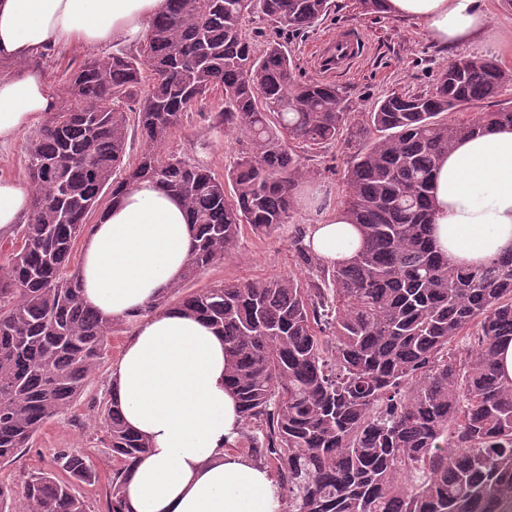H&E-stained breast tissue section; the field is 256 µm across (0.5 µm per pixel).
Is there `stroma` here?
<instances>
[{
    "instance_id": "35a3bbf8",
    "label": "stroma",
    "mask_w": 512,
    "mask_h": 512,
    "mask_svg": "<svg viewBox=\"0 0 512 512\" xmlns=\"http://www.w3.org/2000/svg\"><path fill=\"white\" fill-rule=\"evenodd\" d=\"M490 18L489 36L483 43L444 48L431 43L421 24L396 19L387 14L366 15L357 0H330V10L313 28L288 32L275 27L262 15H253L245 26L254 43L269 39L280 41L291 50L297 64L296 74L314 78L311 48L324 35L356 29L366 42L358 69L337 78L336 84L350 111L365 112L391 90L426 92L448 62L471 56L492 57L512 73V0H485ZM92 51L74 48L54 51L37 61L44 71L48 96L53 106H61V86L67 71L81 65ZM221 91L210 92L205 100L185 113L181 125L167 139L163 152L191 163H199L216 176H224L236 158L235 145L224 133ZM305 164L313 184L321 193L323 209H299L294 224L268 234L244 228L232 256L214 264L199 277L187 282L184 293L224 283H237L256 277H274L299 271L300 264L292 244L296 229H307L324 216L335 212L345 189L348 169L346 148L333 145L308 154ZM136 319L117 320L108 338V350L97 374L89 381L71 409L47 423L34 435L29 448L11 461L0 463V481L21 483L24 476L46 469L53 452L71 448L81 451L93 462L95 476L79 485L80 494L92 512H107L106 490L114 463L104 443L103 424L92 423L111 395L110 376L123 346L132 336Z\"/></svg>"
}]
</instances>
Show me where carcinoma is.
<instances>
[{
  "instance_id": "cac0c4a2",
  "label": "carcinoma",
  "mask_w": 512,
  "mask_h": 512,
  "mask_svg": "<svg viewBox=\"0 0 512 512\" xmlns=\"http://www.w3.org/2000/svg\"><path fill=\"white\" fill-rule=\"evenodd\" d=\"M280 29L309 28L328 0H167L137 53L93 55L61 88L69 105L28 142L32 188L21 244L0 264V461L67 412L96 374L113 319L81 297L73 246L103 192L114 202L151 179L184 203L194 243L169 292L232 254L244 226L293 223L303 152L357 147L337 211L360 233L342 263L293 243L301 273L216 285L180 299L232 352L241 440L271 465L282 512H512V379L497 354L512 341V253L479 268L437 250L431 186L456 141L512 127V105L462 110L512 83L497 60L451 61L433 90L391 91L353 115L340 89L300 80L288 51L247 39L255 10ZM224 95L239 146L224 179L162 156L193 104ZM142 149L126 156L128 128ZM232 192H226V185ZM102 421L112 469L108 512L148 450L118 402ZM87 456L60 451L21 487L0 481V512H91L76 485Z\"/></svg>"
}]
</instances>
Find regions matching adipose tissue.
<instances>
[{
    "label": "adipose tissue",
    "mask_w": 512,
    "mask_h": 512,
    "mask_svg": "<svg viewBox=\"0 0 512 512\" xmlns=\"http://www.w3.org/2000/svg\"><path fill=\"white\" fill-rule=\"evenodd\" d=\"M166 0H0V61L21 70L0 74V140L49 111L36 61L50 50L134 43ZM396 18L421 22L433 43L457 47L483 40V0H387ZM433 237L451 263L481 266L512 253V128L458 141L437 170ZM31 193L0 177V235L29 214ZM193 232L183 203L145 180L109 204L79 258L84 303L104 316H143L111 375L129 428L150 448L131 471V512H280L274 474L233 446L238 404L224 382V338L183 311L146 313L182 275ZM308 244L325 262L349 259L360 234L340 214L310 229Z\"/></svg>",
    "instance_id": "ef3b65f1"
}]
</instances>
